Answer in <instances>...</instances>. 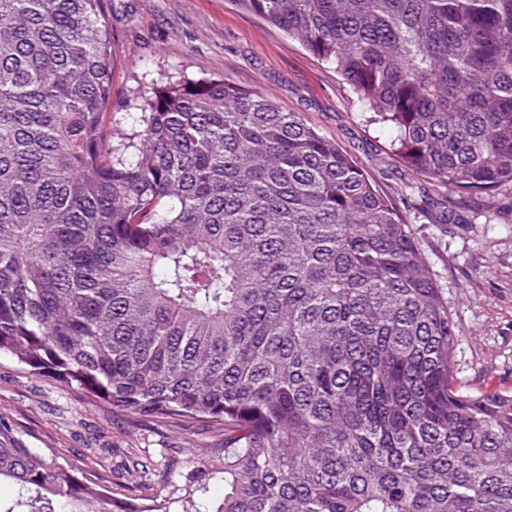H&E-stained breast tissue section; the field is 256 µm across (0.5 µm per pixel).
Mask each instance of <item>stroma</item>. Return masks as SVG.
Wrapping results in <instances>:
<instances>
[{"label":"stroma","mask_w":512,"mask_h":512,"mask_svg":"<svg viewBox=\"0 0 512 512\" xmlns=\"http://www.w3.org/2000/svg\"><path fill=\"white\" fill-rule=\"evenodd\" d=\"M104 13L113 111L127 112L129 98L165 78L214 76L299 113L352 157L408 224L455 325V386L512 393V195L502 194L498 209L484 214L477 201L458 202L461 223H439L420 205L428 182L397 156L395 131L372 121L333 65L230 0H105ZM409 184L417 194L406 195ZM1 417L28 447L56 450L86 473L105 476L110 494L158 499L172 512L187 474L224 445L223 433L208 426L186 433L89 403L6 354Z\"/></svg>","instance_id":"stroma-1"}]
</instances>
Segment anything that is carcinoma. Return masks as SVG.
I'll return each instance as SVG.
<instances>
[{
	"label": "carcinoma",
	"instance_id": "cac0c4a2",
	"mask_svg": "<svg viewBox=\"0 0 512 512\" xmlns=\"http://www.w3.org/2000/svg\"><path fill=\"white\" fill-rule=\"evenodd\" d=\"M103 0H0V354L135 420L207 424L216 512H512V395L463 393L395 204L260 92L167 82L112 125ZM335 66L396 153L512 186V0H233ZM0 512H167L0 418Z\"/></svg>",
	"mask_w": 512,
	"mask_h": 512
}]
</instances>
